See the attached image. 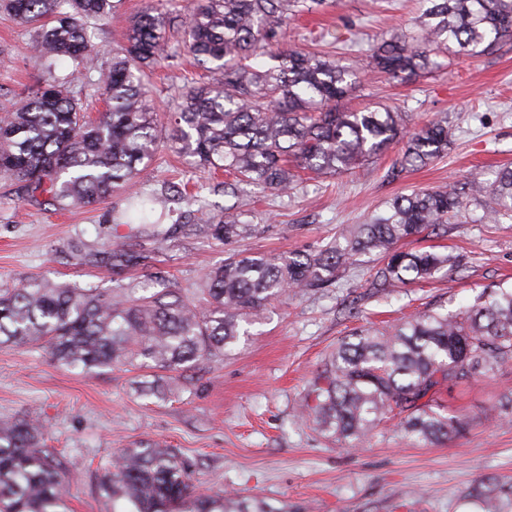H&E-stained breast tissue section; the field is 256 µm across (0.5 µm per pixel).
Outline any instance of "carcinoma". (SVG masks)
<instances>
[{"label":"carcinoma","instance_id":"cac0c4a2","mask_svg":"<svg viewBox=\"0 0 512 512\" xmlns=\"http://www.w3.org/2000/svg\"><path fill=\"white\" fill-rule=\"evenodd\" d=\"M320 0H186L173 14L148 8L132 18L124 42L106 67L94 68L99 51L90 43L91 22L112 17L116 0H0V11L33 28L32 51L42 80L0 114V178L44 194L61 210L92 206L118 194L153 161L159 129L146 71L171 54V31L215 74L189 88L170 113L171 147L204 169L228 173L224 195L253 186L281 197L294 188L293 168L323 179L403 147L391 169L425 166L448 151V120L412 123L407 112L348 110L339 102L378 71L415 78L457 52L492 53L512 38V0H425L429 6L406 34L382 38L365 62L343 65L318 52L280 46L288 21ZM269 55L264 71L250 61ZM69 60L70 78L97 70L89 81L107 109L95 120L84 114L69 82L56 75ZM182 192L197 207L208 234L224 245L259 230L238 207L218 215L201 196ZM169 198L130 196L112 211V229L127 226L156 245L169 231ZM491 224L512 211V168L488 185L414 191L388 201L363 224H343L323 246L289 254L234 251L202 279L201 299L190 300L166 279L149 296L127 287L107 296L96 288L23 279L0 288V344H34L59 364L83 372L116 366L145 367L172 378L222 357L238 341L240 325L296 289L328 288L357 257L376 254L372 285L384 290L425 281L454 265L436 251L404 252L402 241L434 231L469 206ZM99 258L140 266L145 256L111 233ZM512 359V288L455 313L426 311L393 329H360L336 346L301 404L305 419L344 447L370 441L389 415L401 416L403 436L430 445L461 431L465 420L434 409L444 387L465 385ZM64 467L31 420L0 423V512H68ZM99 492L112 512H241L231 494L202 492L191 464L158 443L120 448Z\"/></svg>","mask_w":512,"mask_h":512}]
</instances>
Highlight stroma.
Listing matches in <instances>:
<instances>
[{"instance_id": "obj_1", "label": "stroma", "mask_w": 512, "mask_h": 512, "mask_svg": "<svg viewBox=\"0 0 512 512\" xmlns=\"http://www.w3.org/2000/svg\"><path fill=\"white\" fill-rule=\"evenodd\" d=\"M181 0H122L106 24L88 33L107 63L123 41L128 21L147 7L170 10ZM422 0H328L318 12L289 22L286 47L320 52L348 64L381 37L409 30ZM33 33L0 12V107L22 99L42 76L30 52ZM175 56L150 75L160 118H167L186 87L211 82L193 65L173 33ZM358 109L387 107L411 113L416 122L448 118L454 136L447 154L389 177L399 157L391 147L351 173L316 183L299 179L291 196L267 194L232 200L223 173L191 168L170 147L132 183L131 192L179 191L204 184L213 211L240 203L262 233L237 242L240 250L289 253L326 244L340 225L360 224L385 201L419 188L490 182L512 167V41L492 54L440 58L431 73L400 80L371 75L344 101ZM115 199L88 208L58 211L47 196H28L0 179V288L24 278L93 286L106 291L143 284L164 270L169 287L194 296L204 272L223 260L225 245L211 239L193 208L170 203L176 229L163 250L136 237L144 265L118 269L96 262L101 234ZM471 207L439 234L406 242L409 250L435 246L455 254L457 266L436 278L388 289L373 288L374 259L363 256L345 268L335 287L290 293L253 317L223 360L188 371L175 392L145 397L156 381L148 368H105L92 374L60 366L42 349L0 347V421L39 422L66 464L64 487L70 512H108L98 483L113 453L160 442L187 459L203 491L236 492L247 504L277 512H479L464 502L480 480L495 484L501 512H512V424H492L487 409L512 394V361L467 387L441 390V410L464 416L460 434L437 444H409L396 421L382 423L371 442L350 449L332 444L300 416V404L326 356L356 329L387 328L426 310L455 312L484 291L512 287V215L495 224ZM81 239L86 258L75 261L69 244Z\"/></svg>"}]
</instances>
